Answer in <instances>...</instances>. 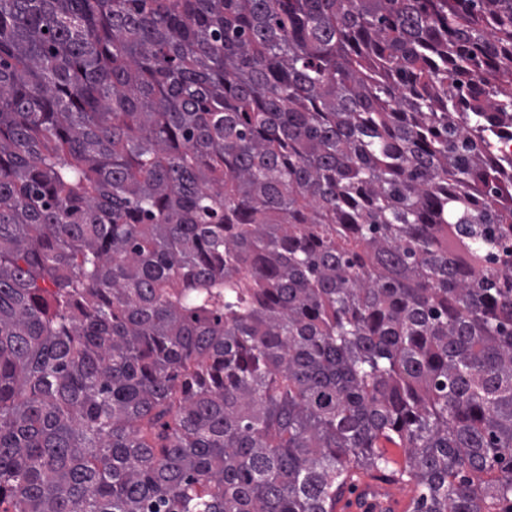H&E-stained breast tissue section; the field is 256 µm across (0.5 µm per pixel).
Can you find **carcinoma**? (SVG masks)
<instances>
[{"mask_svg":"<svg viewBox=\"0 0 512 512\" xmlns=\"http://www.w3.org/2000/svg\"><path fill=\"white\" fill-rule=\"evenodd\" d=\"M508 54L512 0H0V512H512ZM390 484H393L395 493L404 506L403 511H400L402 510V507L395 502V497L386 483L380 479H368L352 500L351 505L348 508H344L346 501L341 500L336 503L335 512H365L370 510V505L376 501L380 502L384 509L391 510L392 512H411L409 511V508L411 506L412 499L416 495L415 486L413 484ZM385 493L389 494V498L387 500L369 498L370 494L376 495Z\"/></svg>","mask_w":512,"mask_h":512,"instance_id":"obj_1","label":"carcinoma"}]
</instances>
